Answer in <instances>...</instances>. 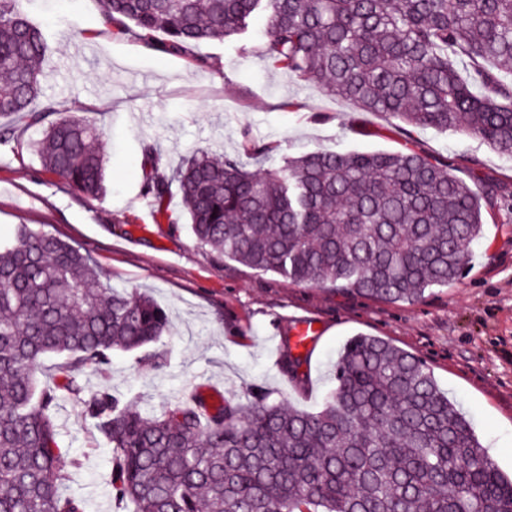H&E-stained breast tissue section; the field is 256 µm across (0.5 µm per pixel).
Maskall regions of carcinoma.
<instances>
[{"label": "carcinoma", "instance_id": "1", "mask_svg": "<svg viewBox=\"0 0 512 512\" xmlns=\"http://www.w3.org/2000/svg\"><path fill=\"white\" fill-rule=\"evenodd\" d=\"M117 33L151 50L191 47L266 19L260 55L363 112L460 132L512 155V0H102ZM47 45L22 0H0V145L32 128L46 172L88 195L105 192L103 132L40 96ZM276 145L241 132L240 152L205 150L166 170L147 146L144 196L197 245L295 283L331 285L384 302H415L456 280L471 245L512 188L467 183L454 161L399 151L317 149L262 171ZM177 186L180 209L170 208ZM165 311L141 292L100 281L89 254L16 226L0 239V512H85L63 465L55 406L80 408L110 447L115 500L131 512H512V478L487 456L470 419L415 355L376 336L344 345L336 387L318 411L259 390L244 405L178 399L143 413L108 384L112 351L157 343ZM64 359L63 383L41 385V359ZM309 353L291 337L280 370L301 384Z\"/></svg>", "mask_w": 512, "mask_h": 512}]
</instances>
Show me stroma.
I'll list each match as a JSON object with an SVG mask.
<instances>
[{
	"label": "stroma",
	"mask_w": 512,
	"mask_h": 512,
	"mask_svg": "<svg viewBox=\"0 0 512 512\" xmlns=\"http://www.w3.org/2000/svg\"><path fill=\"white\" fill-rule=\"evenodd\" d=\"M49 0H23L46 38L43 102L61 101L104 132L107 193L74 192L47 173L30 144L0 146V236L27 224L79 245L102 280L147 292L171 320L160 346L163 369L140 354L113 351L109 383L121 398L157 413L188 396L189 382L250 400L255 388L314 411L332 389L331 365L358 334L381 337L418 356L473 420L498 469L512 475V210L486 224L463 275L414 303H386L322 285H301L202 250L190 232L155 216L143 195V147L159 145L168 166L195 148L236 154L239 134L277 144L282 155L314 149L396 151L405 144L437 158L465 156L471 168L512 184V157L481 140L399 125L357 111L256 53L265 31L200 43L187 56L146 49L102 18L101 0H73L59 13ZM290 100L294 109H282ZM301 317L320 322L298 385L280 371L283 338ZM65 461H79L74 490L85 512H115L109 450L79 408L56 409Z\"/></svg>",
	"instance_id": "stroma-1"
}]
</instances>
